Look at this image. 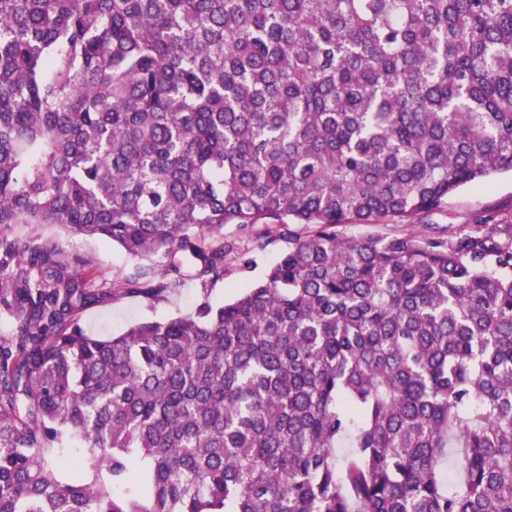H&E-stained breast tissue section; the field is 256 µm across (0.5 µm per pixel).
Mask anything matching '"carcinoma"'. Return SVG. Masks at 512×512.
I'll use <instances>...</instances> for the list:
<instances>
[{"mask_svg":"<svg viewBox=\"0 0 512 512\" xmlns=\"http://www.w3.org/2000/svg\"><path fill=\"white\" fill-rule=\"evenodd\" d=\"M509 172L512 0H0V512H512V222L338 231ZM274 239L222 306L79 323ZM11 233L56 244L68 258L77 256L81 260L78 270L95 275L98 282L111 283L113 278L130 277L148 267L155 268L158 272L155 279L159 281L162 279L161 269L168 261L167 258H134L110 241L74 237L57 224H15Z\"/></svg>","mask_w":512,"mask_h":512,"instance_id":"cac0c4a2","label":"carcinoma"}]
</instances>
